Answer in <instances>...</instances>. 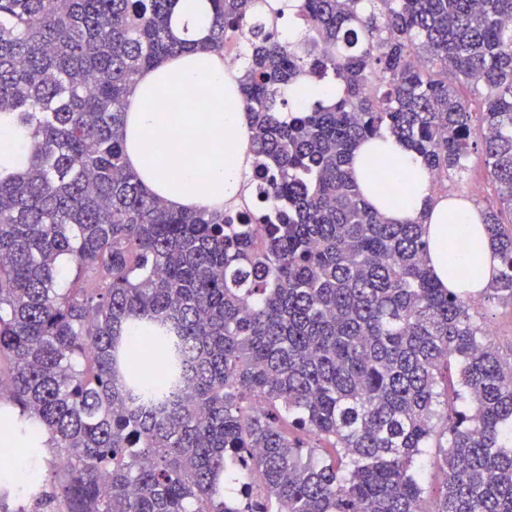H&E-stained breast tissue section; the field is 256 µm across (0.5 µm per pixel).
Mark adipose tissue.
I'll list each match as a JSON object with an SVG mask.
<instances>
[{
	"label": "adipose tissue",
	"instance_id": "adipose-tissue-1",
	"mask_svg": "<svg viewBox=\"0 0 512 512\" xmlns=\"http://www.w3.org/2000/svg\"><path fill=\"white\" fill-rule=\"evenodd\" d=\"M129 99L123 133L129 166L170 209L220 211L247 194L252 116L221 53L167 57L137 76ZM376 151L411 182L380 191L368 167ZM352 170L365 199L389 221L423 220L429 266L443 287L468 296L488 288L499 260L479 210L459 199L430 203L418 153L385 134L359 147Z\"/></svg>",
	"mask_w": 512,
	"mask_h": 512
}]
</instances>
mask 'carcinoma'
<instances>
[{"label":"carcinoma","mask_w":512,"mask_h":512,"mask_svg":"<svg viewBox=\"0 0 512 512\" xmlns=\"http://www.w3.org/2000/svg\"><path fill=\"white\" fill-rule=\"evenodd\" d=\"M212 2L195 40L176 0H0V115L31 137L0 171V444L40 459L0 466V512H512V361L350 169L387 133L446 195L479 133L512 302V0H300L296 43L268 0ZM238 31L264 204L170 210L125 162L130 87ZM302 78L336 96L289 106ZM438 448H431V452L427 456L429 468V480L425 486V495L433 498L439 494L442 489L445 476L439 467Z\"/></svg>","instance_id":"cac0c4a2"}]
</instances>
